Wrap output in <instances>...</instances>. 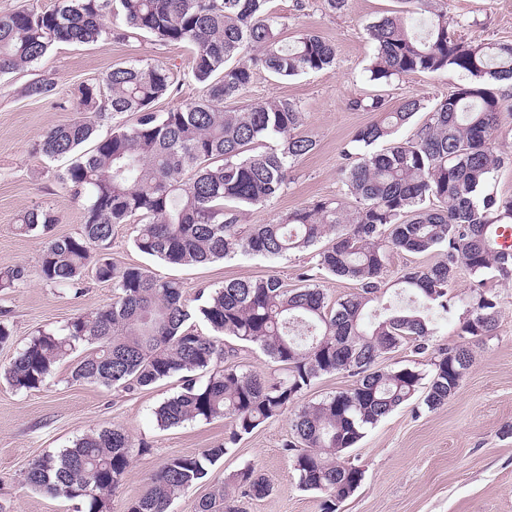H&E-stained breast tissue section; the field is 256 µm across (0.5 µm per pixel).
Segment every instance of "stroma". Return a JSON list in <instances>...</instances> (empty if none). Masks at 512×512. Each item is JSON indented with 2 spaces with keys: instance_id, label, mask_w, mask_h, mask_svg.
<instances>
[{
  "instance_id": "obj_1",
  "label": "stroma",
  "mask_w": 512,
  "mask_h": 512,
  "mask_svg": "<svg viewBox=\"0 0 512 512\" xmlns=\"http://www.w3.org/2000/svg\"><path fill=\"white\" fill-rule=\"evenodd\" d=\"M436 6L455 19L454 32L461 40H512V0H436ZM270 8L284 39L314 30L335 45L336 61L329 69L285 80L256 68L244 103L270 97L296 102L303 113L299 132L315 139L316 147L291 164L277 198L244 211L245 224H269L320 199L354 206L345 185L348 162L342 150L375 115L352 109L353 99L380 94L391 107L411 97L430 105L466 81L454 71L413 73L382 85L371 81L368 67L374 48L367 26L384 14L408 10L407 0H348L346 10L336 13L326 0H271ZM147 62L170 68L179 85L177 92L156 103L157 111L199 97L200 87L189 76L190 48L161 45L146 35L104 45L60 43L31 66L0 77V272L19 266L27 272L24 287L0 291V316L12 327L10 342L0 346V368L38 330L109 305L115 296L111 283L99 281L91 269L77 296L43 282L39 266L47 239L20 234L16 225L22 212L44 209L59 218L56 235L81 233L83 203L62 179L69 159H48L36 144L45 131L78 117L83 85L100 80L112 67ZM45 76L56 83L54 95L27 97L25 86ZM135 230L132 224L114 228L108 250L112 262L120 268L141 266L179 281L189 302L199 287L232 279L274 274L292 286L312 264L310 253L303 252L277 260L247 255L205 265H170L140 253L133 245ZM474 285L472 276L459 272L448 290L452 312L439 322L428 350L418 354L413 344H404L381 358L379 368L410 366L431 374V361L439 351L464 342L459 319L466 313ZM483 289L497 298L498 325L493 336L473 343L474 363L459 389L434 410L416 399L403 404L367 431L348 452L363 480L340 503L338 512H512V279L487 273ZM72 366V360L63 361L48 387L30 392L13 390L0 377V512H75V502L32 490L24 472L33 459L70 447L82 435L119 425L134 442L146 443V452L135 454L107 508V512H128L131 502L147 492L150 475L168 457L201 453L222 443L229 432L228 422L222 420L192 421L166 430L157 427L153 411L179 391L178 378L129 392L72 382ZM288 435L285 416L244 435L212 466L207 480L173 500L170 512H196L213 483L247 464L260 471L270 490L261 498L241 499L244 512H321L320 495L296 485L283 449Z\"/></svg>"
}]
</instances>
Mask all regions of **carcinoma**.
<instances>
[{
    "mask_svg": "<svg viewBox=\"0 0 512 512\" xmlns=\"http://www.w3.org/2000/svg\"><path fill=\"white\" fill-rule=\"evenodd\" d=\"M412 2L418 22L395 14L369 24L371 81L454 70L467 82L432 106L411 98L389 110L378 95L353 100V108L377 115L344 149L354 160L346 186L355 209L322 199L274 223L252 225L240 223L244 209L276 198L291 163L312 152L316 141L297 133L303 113L295 102H228L246 91L257 66L278 79L332 67L334 44L312 30L290 43L281 39L270 0H60L51 10L29 5L0 15V76L31 65L59 43L106 44L146 34L163 45L193 49L198 100L157 112L155 103L174 86L170 70L152 63L116 66L83 87L80 117L42 135L38 147L45 156L74 157L66 180L73 196L84 200L80 236H54L59 219L44 209L25 211L17 224L24 234L47 237L43 281L74 287L92 264L97 279L112 282L116 295L112 304L32 337L4 368L15 390L46 386L57 365L86 346L89 353L71 371L75 382L134 391L180 379V391L154 410L158 427L230 420L224 443L166 459L129 512H169L174 498L201 483L243 435L289 410L293 439L283 448L297 486L322 494L321 512H337L340 493L363 480L346 454L366 431L422 390L429 409L457 392L472 362L465 344L434 357L426 384L414 367L385 371L377 363L407 340L420 354L428 350L438 320L451 311L448 289L458 267L474 276L492 271L512 279V249L500 244L512 231V197L490 191L493 173L505 160L495 151L498 117L512 111L490 85L512 81V41H461L433 0ZM108 11L122 16L127 29L110 27ZM54 90V81L42 78L25 92L44 98ZM422 111L426 118L414 134L396 138ZM108 112H134L137 119L112 127L93 149L79 153ZM265 140L273 145L256 151ZM132 223L135 248L169 264L237 255L276 259L310 250L317 269L353 282L357 292L333 302L306 270L295 288L274 274L201 287L191 309L179 282L142 267L119 268L107 256L113 227ZM394 250L439 252L441 259L407 269L388 285L383 273ZM26 282L22 267L0 273L3 290ZM392 287L405 303L370 313V303ZM497 314L495 297L475 288L460 335H492ZM194 317L209 333L198 331ZM236 342L262 350L280 373L241 368ZM199 372L209 373L206 383L198 381ZM339 373L354 378L348 389L299 405L315 381ZM133 448L120 426L86 434L33 460L25 482L77 501L79 512H104L133 463ZM229 485L243 497L269 492L256 467L245 465L213 485L197 512H237L226 503Z\"/></svg>",
    "mask_w": 512,
    "mask_h": 512,
    "instance_id": "carcinoma-1",
    "label": "carcinoma"
}]
</instances>
